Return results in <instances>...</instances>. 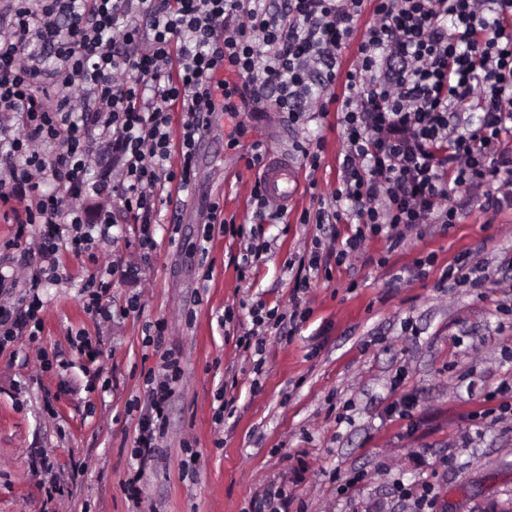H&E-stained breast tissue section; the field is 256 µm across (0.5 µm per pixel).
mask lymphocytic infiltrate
<instances>
[{
	"mask_svg": "<svg viewBox=\"0 0 512 512\" xmlns=\"http://www.w3.org/2000/svg\"><path fill=\"white\" fill-rule=\"evenodd\" d=\"M11 15L0 202L16 240L37 235L39 260L23 281L0 272V350L37 335L40 290L63 280L60 253L108 238L111 211L91 222L78 201L111 188L150 244L158 197L189 189L200 128L216 112L238 116L243 90L255 111L296 124L314 87L342 85V179L301 221H357L345 252L369 230L398 243L418 225L455 223L449 201L462 187L485 190L488 209L512 207V0H11ZM353 40L357 60L340 71ZM223 69L240 85L219 79ZM472 110L478 125L461 124ZM496 182L502 194L489 192ZM160 360L123 484L136 504L180 375L171 353Z\"/></svg>",
	"mask_w": 512,
	"mask_h": 512,
	"instance_id": "obj_1",
	"label": "lymphocytic infiltrate"
}]
</instances>
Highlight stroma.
Segmentation results:
<instances>
[{
    "label": "stroma",
    "mask_w": 512,
    "mask_h": 512,
    "mask_svg": "<svg viewBox=\"0 0 512 512\" xmlns=\"http://www.w3.org/2000/svg\"><path fill=\"white\" fill-rule=\"evenodd\" d=\"M340 117L332 109L298 126L280 112L216 113L198 134L192 190L157 204L152 247L126 218L96 262L62 252L66 279L42 292L38 336L0 352V512H261L272 497L287 512H415L399 486L424 479L435 512L512 497V414L496 395L512 380V209H485L482 194L463 190L451 198L456 223L419 225L396 247L370 233L337 260L352 226L300 217L339 185ZM256 141L301 173L277 220L255 217L259 169L246 154ZM308 142L322 146L314 170L298 149ZM216 202L255 231L261 250L247 274L237 269L243 242L202 237ZM315 249L330 274L294 291L291 266ZM463 256L481 287L442 280ZM115 260L113 307L140 304L105 321L84 286L93 265ZM260 302L306 318L292 333L258 329V359L236 338L254 328ZM157 321L182 373L136 506L123 482L134 403L160 358L144 344ZM79 330L99 345L98 372L68 340ZM46 356L68 369L45 370ZM221 396L236 411L219 421ZM52 483L61 491L49 500Z\"/></svg>",
    "instance_id": "35a3bbf8"
}]
</instances>
